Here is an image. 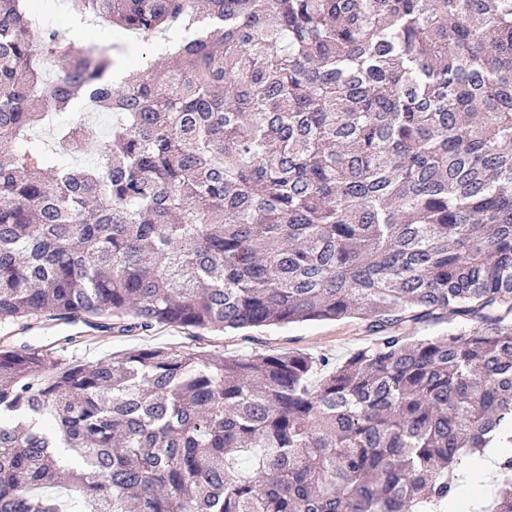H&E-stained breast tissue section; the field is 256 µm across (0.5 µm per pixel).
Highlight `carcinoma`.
<instances>
[{
  "mask_svg": "<svg viewBox=\"0 0 512 512\" xmlns=\"http://www.w3.org/2000/svg\"><path fill=\"white\" fill-rule=\"evenodd\" d=\"M70 4L180 42L116 87L107 49L0 0V325L357 318L375 343L336 366L3 341L0 512H445L463 460L512 448V0ZM77 100L112 115L97 158L14 150ZM55 136L74 152L78 123ZM448 320L447 322L439 323H420L407 327L405 333L407 336H414L420 338L424 336H441L447 334L448 331L454 330L457 327V321Z\"/></svg>",
  "mask_w": 512,
  "mask_h": 512,
  "instance_id": "carcinoma-1",
  "label": "carcinoma"
}]
</instances>
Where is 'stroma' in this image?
<instances>
[{
    "label": "stroma",
    "mask_w": 512,
    "mask_h": 512,
    "mask_svg": "<svg viewBox=\"0 0 512 512\" xmlns=\"http://www.w3.org/2000/svg\"><path fill=\"white\" fill-rule=\"evenodd\" d=\"M42 23L60 29H78L75 47L97 45L110 49L112 54H127L130 62L148 59L151 64L165 63V56L157 51L158 41L147 37L126 41L112 28L99 27L89 15H76L69 0H45ZM71 327L44 321L42 327L26 332L8 334L0 327V337L10 336L12 344H28L47 352L50 361L78 359L95 362L135 347L163 346L185 352L210 351L227 356H250L256 353H305L323 355L333 362H343L355 349L370 344L372 337L365 321L356 318L307 321L286 326L251 328L219 334L192 328L158 327L148 332L101 333L85 335L81 343L66 346L65 336Z\"/></svg>",
    "instance_id": "1"
}]
</instances>
